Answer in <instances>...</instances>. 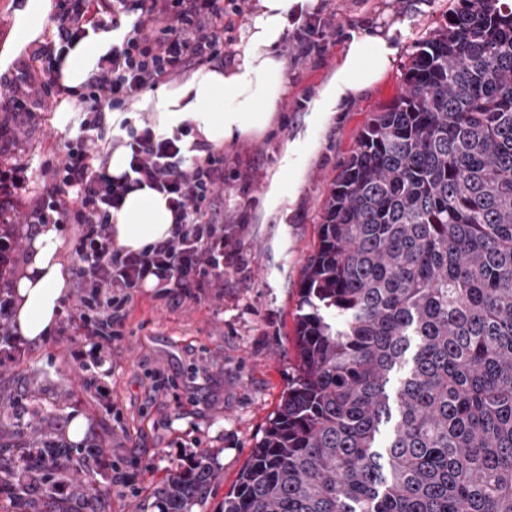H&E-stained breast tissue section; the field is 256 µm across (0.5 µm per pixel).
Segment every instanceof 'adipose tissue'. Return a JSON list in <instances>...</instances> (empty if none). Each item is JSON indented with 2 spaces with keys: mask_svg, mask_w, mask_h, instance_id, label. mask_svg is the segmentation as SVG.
<instances>
[{
  "mask_svg": "<svg viewBox=\"0 0 512 512\" xmlns=\"http://www.w3.org/2000/svg\"><path fill=\"white\" fill-rule=\"evenodd\" d=\"M314 0H260L259 11L242 34L243 48L234 62L219 70L203 66L182 82L161 86L138 107L154 112L160 127L170 129L192 120L200 138L221 145L264 132L276 104L287 91L285 61L278 46L292 11L312 8ZM123 30L89 33L68 49L61 60L63 85L77 87L96 71L97 62ZM396 47L388 36H352L332 78L311 102V122L337 112L378 82L391 68ZM173 214L167 197L149 187L130 191L112 214L116 248L138 252L169 236ZM57 225H42L31 242L24 274L15 286V321L29 340L45 338L54 327L67 294Z\"/></svg>",
  "mask_w": 512,
  "mask_h": 512,
  "instance_id": "adipose-tissue-1",
  "label": "adipose tissue"
}]
</instances>
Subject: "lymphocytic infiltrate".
Returning a JSON list of instances; mask_svg holds the SVG:
<instances>
[{"label": "lymphocytic infiltrate", "instance_id": "f902f5d3", "mask_svg": "<svg viewBox=\"0 0 512 512\" xmlns=\"http://www.w3.org/2000/svg\"><path fill=\"white\" fill-rule=\"evenodd\" d=\"M247 0H62L53 28L19 61L11 96L0 103V126L19 114L47 111L70 89L55 63L66 47L88 31L127 27L121 42L98 61L79 100L85 112L73 137L56 159L43 162L49 185L33 206L19 210L28 190L26 166L0 169V257L12 261L24 224H69L77 257L75 276L82 290L78 304L62 318L72 336L79 366L103 361L124 336L127 305L153 281L160 295L189 296L224 278L225 260L234 258L224 237V153L193 135L192 121L172 131L146 115L112 125L145 92L174 81L189 68L223 67L234 54L225 35L245 19ZM128 149L129 169L112 176L100 164V145ZM147 186L166 194L174 216L169 237L138 252L112 243V213L126 194Z\"/></svg>", "mask_w": 512, "mask_h": 512}]
</instances>
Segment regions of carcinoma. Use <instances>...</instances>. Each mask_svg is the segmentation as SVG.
Segmentation results:
<instances>
[{"label":"carcinoma","instance_id":"1","mask_svg":"<svg viewBox=\"0 0 512 512\" xmlns=\"http://www.w3.org/2000/svg\"><path fill=\"white\" fill-rule=\"evenodd\" d=\"M298 363L219 512H512V4L460 0L332 183ZM96 443L0 444L51 512H107ZM221 479L203 450L160 512ZM63 483L70 493L52 497Z\"/></svg>","mask_w":512,"mask_h":512}]
</instances>
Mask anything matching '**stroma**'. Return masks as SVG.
<instances>
[{
	"label": "stroma",
	"instance_id": "35a3bbf8",
	"mask_svg": "<svg viewBox=\"0 0 512 512\" xmlns=\"http://www.w3.org/2000/svg\"><path fill=\"white\" fill-rule=\"evenodd\" d=\"M27 0H0V94L9 92L25 45L16 25ZM323 47L288 38L281 53L288 90L266 133L224 144L227 161L250 162L247 182L224 186V232L238 251L224 282L194 297L159 298L139 289L128 305L124 337L111 359L82 372L68 337L50 333L16 361L0 365V441L48 430L70 437L81 419L85 440L103 442L126 473L112 489V512H158L154 491L169 472L209 450L224 479L198 512H216L268 425L296 365L295 316L301 271L318 244L325 200L373 113L401 90L418 42L444 24L458 0H317ZM392 32L398 48L384 78L341 105L322 124L308 105L334 72L351 36ZM55 110L15 122L0 166L29 169L30 195L49 177L41 164L60 155L69 135ZM295 166L284 167L288 144ZM281 176L285 200L271 209L266 190Z\"/></svg>",
	"mask_w": 512,
	"mask_h": 512
}]
</instances>
